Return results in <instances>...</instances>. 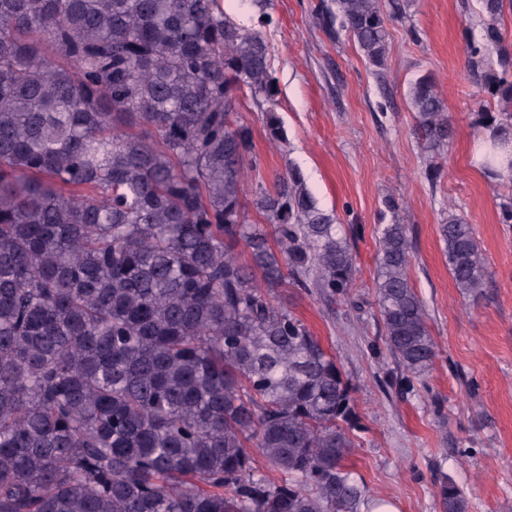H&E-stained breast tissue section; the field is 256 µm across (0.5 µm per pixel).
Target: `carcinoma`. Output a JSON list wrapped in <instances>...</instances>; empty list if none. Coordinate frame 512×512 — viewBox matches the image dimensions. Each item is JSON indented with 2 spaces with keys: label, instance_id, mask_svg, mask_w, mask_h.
<instances>
[{
  "label": "carcinoma",
  "instance_id": "carcinoma-1",
  "mask_svg": "<svg viewBox=\"0 0 512 512\" xmlns=\"http://www.w3.org/2000/svg\"><path fill=\"white\" fill-rule=\"evenodd\" d=\"M501 41L504 0H479ZM336 21L379 67L378 0ZM512 103V69L486 74ZM266 106L262 36L223 0H0V512H360L346 470L352 388L288 287L348 301L355 256L291 169L259 189L240 95ZM426 151L453 128L434 81L409 88ZM493 148L512 113L481 114ZM462 295L487 276L471 225H440ZM405 224L379 238L376 301L389 355L413 378L437 357L409 276ZM275 479L258 474L251 449ZM443 512H468L445 475Z\"/></svg>",
  "mask_w": 512,
  "mask_h": 512
}]
</instances>
